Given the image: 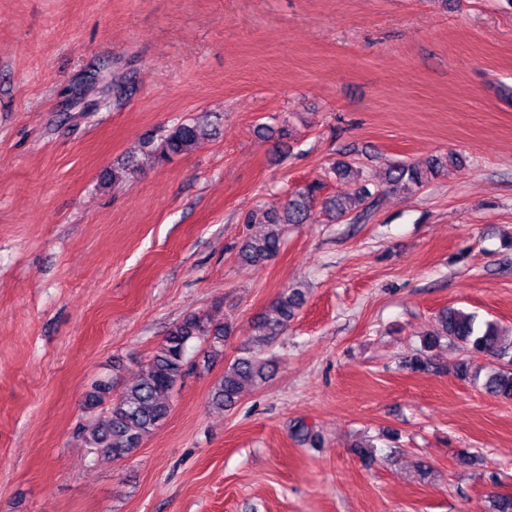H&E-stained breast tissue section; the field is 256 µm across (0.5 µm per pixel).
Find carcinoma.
<instances>
[{"instance_id":"carcinoma-1","label":"carcinoma","mask_w":512,"mask_h":512,"mask_svg":"<svg viewBox=\"0 0 512 512\" xmlns=\"http://www.w3.org/2000/svg\"><path fill=\"white\" fill-rule=\"evenodd\" d=\"M207 127L206 119L196 117L163 129L145 141L146 155L160 164L174 155L185 154ZM460 163V158L454 153L437 156L424 167L398 162L387 170L385 183L391 190L411 191L424 187L430 179L458 167ZM323 188V182L313 180L283 209L249 212L245 216L246 223L261 224L266 231L242 245L240 259L257 263L277 256L283 245V225L305 223ZM370 196L371 191L363 185L351 197L350 204L334 198L324 201V205L336 220L362 206ZM303 300L304 292L300 288L284 291L269 313L254 322L251 341L263 346L272 343L294 318ZM437 324L434 331L424 335L420 352L407 360V368L412 372L430 370V352L445 340L468 356L456 368L459 378L478 381L480 367L474 364L475 359L492 358L495 364L490 366L482 381V388L491 396L512 400V335L504 336L503 329L493 320L480 322L475 314L453 307L439 312ZM233 332V324L229 321L216 322L206 315L189 314L167 331L137 378L125 384L115 398H110L112 386L109 382L95 384L85 395V409L93 411L107 399L110 404L90 425L83 428L84 440L91 452L114 461L132 456L143 438L166 419L169 411L166 395L185 375L189 344L194 340L205 343L207 358L217 360L224 357V343ZM268 366L270 363L260 360L255 351L243 349L241 355L224 367L223 376L211 390L210 404L221 411L232 410L246 387L266 378L264 369Z\"/></svg>"}]
</instances>
